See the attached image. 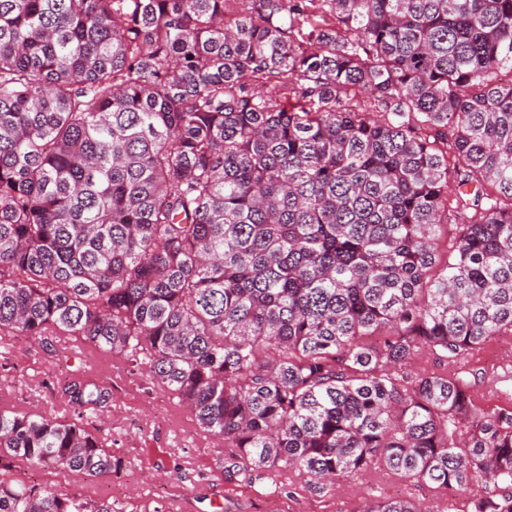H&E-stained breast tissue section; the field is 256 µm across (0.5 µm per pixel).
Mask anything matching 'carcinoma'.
Wrapping results in <instances>:
<instances>
[{
	"label": "carcinoma",
	"instance_id": "1",
	"mask_svg": "<svg viewBox=\"0 0 512 512\" xmlns=\"http://www.w3.org/2000/svg\"><path fill=\"white\" fill-rule=\"evenodd\" d=\"M508 72L512 0H0V331L146 368L228 482L512 512V404L465 370L512 334ZM65 392L0 408V512H114L15 478L112 474L110 392Z\"/></svg>",
	"mask_w": 512,
	"mask_h": 512
}]
</instances>
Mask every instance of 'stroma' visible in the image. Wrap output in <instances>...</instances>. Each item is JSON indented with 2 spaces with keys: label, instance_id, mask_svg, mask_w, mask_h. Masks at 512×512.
I'll list each match as a JSON object with an SVG mask.
<instances>
[{
  "label": "stroma",
  "instance_id": "1",
  "mask_svg": "<svg viewBox=\"0 0 512 512\" xmlns=\"http://www.w3.org/2000/svg\"><path fill=\"white\" fill-rule=\"evenodd\" d=\"M80 362L112 386V400L97 428L121 465L112 475L90 479L26 467L17 473L23 482L76 490L111 501L121 512H357L366 499L380 494L432 496L384 470L342 483L324 498L311 495L294 473L282 477L293 490L289 496L242 490L225 481L223 447L199 429L188 408L154 388L143 370L91 348L79 349L63 337L41 342L0 334V405L75 417L78 408L63 387ZM506 364H512L509 334L492 339L470 359L469 368L481 378L475 389L481 405L501 403L498 381Z\"/></svg>",
  "mask_w": 512,
  "mask_h": 512
}]
</instances>
